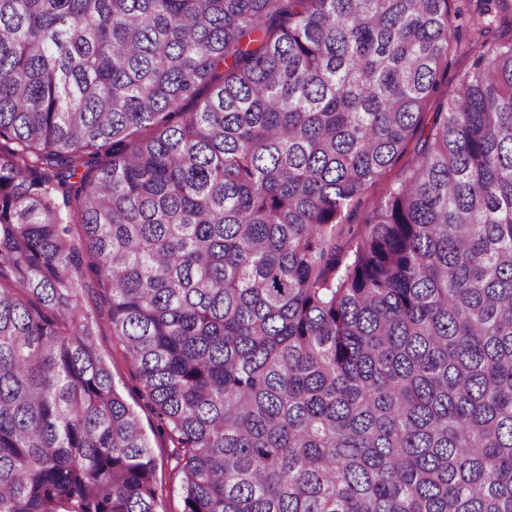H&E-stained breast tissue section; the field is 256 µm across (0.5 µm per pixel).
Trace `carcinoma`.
Masks as SVG:
<instances>
[{
  "instance_id": "1",
  "label": "carcinoma",
  "mask_w": 512,
  "mask_h": 512,
  "mask_svg": "<svg viewBox=\"0 0 512 512\" xmlns=\"http://www.w3.org/2000/svg\"><path fill=\"white\" fill-rule=\"evenodd\" d=\"M478 2L0 0V512H157L101 318L183 512H512V0ZM471 61V55L458 54L449 58L447 66H445V64L442 65L438 78L439 90L436 94L428 98L423 108L424 113L422 119L425 124L430 120L431 112H434L440 94H447L448 100L457 94L459 78L462 73L470 67ZM417 158L416 139L408 142L405 149L393 166L368 192L364 205L354 212L349 224H370L376 203L386 195L388 187L394 182L400 172L412 165ZM97 346L101 355L109 361L115 382L122 389L129 403L140 414L142 426L147 433L157 463V479L163 487V496L158 504L159 512H182L181 474L176 463L170 458L171 448L166 434L159 430V421L149 410L141 409L138 388L140 381L137 371L123 358L120 348L112 336V330L100 320L97 327ZM138 403V404H137Z\"/></svg>"
}]
</instances>
